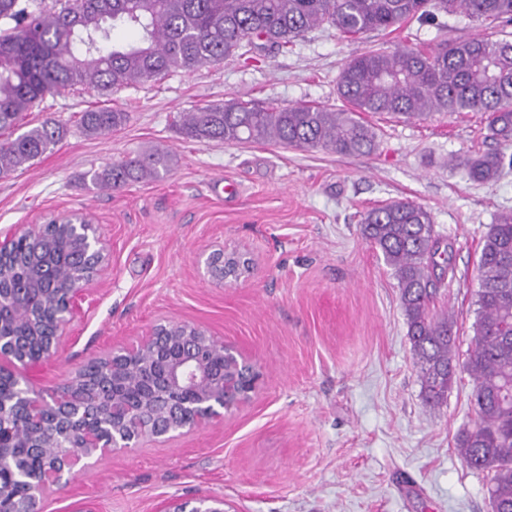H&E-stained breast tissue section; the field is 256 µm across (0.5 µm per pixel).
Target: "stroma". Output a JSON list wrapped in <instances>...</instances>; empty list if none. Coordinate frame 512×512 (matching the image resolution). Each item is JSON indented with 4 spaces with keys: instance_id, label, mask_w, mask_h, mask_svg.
Returning a JSON list of instances; mask_svg holds the SVG:
<instances>
[{
    "instance_id": "obj_1",
    "label": "stroma",
    "mask_w": 512,
    "mask_h": 512,
    "mask_svg": "<svg viewBox=\"0 0 512 512\" xmlns=\"http://www.w3.org/2000/svg\"><path fill=\"white\" fill-rule=\"evenodd\" d=\"M447 23H403L359 39L323 27L284 49L259 48L106 98L76 87L26 115L25 126L50 116L68 134L30 167L0 175V231L77 212L110 256L58 352L5 370L48 396L91 359L174 320L236 347L261 373L223 424L93 458L36 512L81 503L92 512H156L161 500L199 496L223 498L226 512H490L487 474L469 469L457 448L472 427L474 383L458 372L447 402L426 405L397 281L360 224L393 200L431 212L455 267L434 307L452 314L465 359L482 241L497 214L512 210V171L478 183L463 166L497 147L485 115L362 114L377 133L368 155L190 141L178 129L182 113L233 98L339 108L338 75L367 49L425 50L501 31L463 16ZM98 106L130 119L87 135L78 118ZM150 147L176 156L162 180L114 192L83 179ZM219 248L248 258L249 272L211 280L197 258Z\"/></svg>"
}]
</instances>
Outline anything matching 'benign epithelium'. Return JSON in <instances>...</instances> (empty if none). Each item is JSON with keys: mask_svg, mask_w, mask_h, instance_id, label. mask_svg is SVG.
<instances>
[{"mask_svg": "<svg viewBox=\"0 0 512 512\" xmlns=\"http://www.w3.org/2000/svg\"><path fill=\"white\" fill-rule=\"evenodd\" d=\"M56 236L74 243L90 256L89 269L63 288H6L0 279V306L22 311L28 293H37L42 318L9 341L0 339V358L38 361L56 353L69 325L81 310V301L98 281L107 249L94 225L79 214L53 217ZM44 226L14 231L0 240V258L16 253ZM216 348L223 365L235 370L234 380L215 383L204 346ZM253 372L235 348L217 342L205 330L178 321L156 325L137 341L112 348L107 356L80 369L57 395L44 397L28 387L14 385L9 397L0 396V419L6 415L29 420L21 435L24 447L46 453L62 434L69 445L64 455L43 467L40 478L27 491L37 498L49 490L65 489L75 467L96 453L136 448L145 441L163 442L203 425L224 422V415L244 402L237 380ZM14 444L0 448V461L8 458L14 479L26 472L29 461L13 452ZM156 512H224V499L210 496L161 502Z\"/></svg>", "mask_w": 512, "mask_h": 512, "instance_id": "obj_1", "label": "benign epithelium"}]
</instances>
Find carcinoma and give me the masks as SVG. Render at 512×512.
<instances>
[{
    "instance_id": "1",
    "label": "carcinoma",
    "mask_w": 512,
    "mask_h": 512,
    "mask_svg": "<svg viewBox=\"0 0 512 512\" xmlns=\"http://www.w3.org/2000/svg\"><path fill=\"white\" fill-rule=\"evenodd\" d=\"M0 0V132L18 127L23 113L46 96L81 86L101 96L181 70L240 57L262 40L285 48L325 25L346 37L386 30L415 20L441 27L440 17L463 15L512 25V0ZM135 30L134 45H117L112 29ZM338 96L351 109L259 106L230 100L183 113L181 134L221 143H279L338 155L370 154L376 133L361 112L423 118L433 112H482L490 137L512 146V34L497 40L439 42L427 50L369 49L339 74ZM127 113L108 107L82 113L91 135L112 132ZM66 130L47 117L0 141V174L40 158ZM175 156L162 148L129 155L83 176L119 190L132 182L167 176ZM470 179L485 182L512 168V155L487 152L466 159ZM362 234L393 270L425 401L448 399L457 374L455 321L432 311L438 286L453 272L448 250L434 235L433 218L421 204L394 200L363 214ZM81 269L73 249L52 261L50 277L65 280ZM478 309L472 348L463 363L474 380L472 429L458 439L468 467L490 474L488 491L499 512H512V211L498 215L483 237L478 263ZM28 287L31 269L19 258L0 264V275ZM21 485L0 481V508Z\"/></svg>"
}]
</instances>
